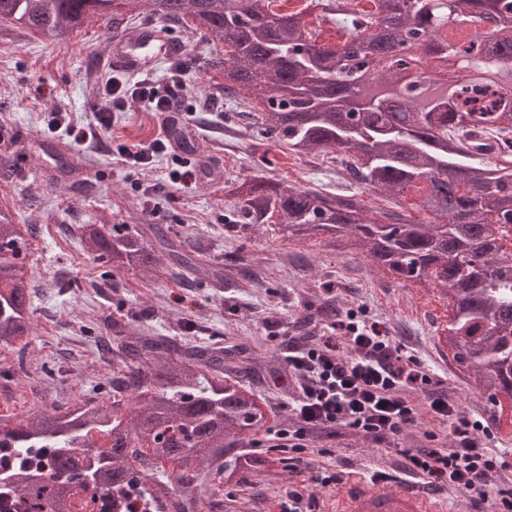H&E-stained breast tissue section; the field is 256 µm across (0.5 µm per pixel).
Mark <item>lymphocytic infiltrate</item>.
Instances as JSON below:
<instances>
[{
    "mask_svg": "<svg viewBox=\"0 0 512 512\" xmlns=\"http://www.w3.org/2000/svg\"><path fill=\"white\" fill-rule=\"evenodd\" d=\"M189 71L187 62L180 61L167 83L147 77L126 90L112 80L99 81L95 126L109 127L113 109L125 106L172 111L174 92L186 88ZM333 329V335L309 345L289 341L288 378L297 391L290 411L297 424L288 429L270 425L263 441L268 451L311 454L316 432L337 438L345 428L390 448L405 427L416 423L419 410L410 392L429 384L424 368L404 360L377 323L341 319ZM427 407L447 427L450 444L435 447L436 433L426 432L428 447L403 450L405 470L429 484L462 491L467 512H512V489L494 491L487 483L501 463L478 436L482 422L465 415L444 393L429 392Z\"/></svg>",
    "mask_w": 512,
    "mask_h": 512,
    "instance_id": "1",
    "label": "lymphocytic infiltrate"
}]
</instances>
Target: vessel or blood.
Segmentation results:
<instances>
[{
	"mask_svg": "<svg viewBox=\"0 0 512 512\" xmlns=\"http://www.w3.org/2000/svg\"><path fill=\"white\" fill-rule=\"evenodd\" d=\"M176 52V44L163 28L146 22L136 27L133 36L116 39L102 64L112 72L135 77L155 72ZM326 512H451V509L447 498L431 492L417 479L391 487L355 479L341 495L330 500Z\"/></svg>",
	"mask_w": 512,
	"mask_h": 512,
	"instance_id": "obj_1",
	"label": "vessel or blood"
}]
</instances>
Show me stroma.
<instances>
[{
	"label": "stroma",
	"mask_w": 512,
	"mask_h": 512,
	"mask_svg": "<svg viewBox=\"0 0 512 512\" xmlns=\"http://www.w3.org/2000/svg\"><path fill=\"white\" fill-rule=\"evenodd\" d=\"M166 31L182 46H195L179 126L182 148L156 154L133 172L117 164L113 149L122 143L153 138L160 114L134 106L112 114L111 126L98 138L77 144L51 125L63 111L71 124L92 123L98 105L96 82L104 76L99 59L106 52L112 26L88 23L64 45H47L0 24V157H15L11 169L0 167V207L10 210L30 247L21 254L32 276L34 329L0 361L24 352L30 374L21 380L0 378V416L15 422L54 403L72 410L85 401L110 403L106 383L112 363L97 341L114 318L150 326L182 345L224 341L243 355L270 357V365L252 381L268 411L282 426L291 387L282 382L283 351L290 337L322 331L333 317L365 308L403 355L429 372L434 390L448 393L460 409L481 419L490 430L485 443L512 464V427L498 424L490 405L472 382L442 352L437 331L445 320L442 300L425 284L399 285L366 257L344 254L324 242H287L270 225L235 224L238 202L228 188L255 176L333 195H353L369 208L385 200L388 208L417 222L426 216L402 196L380 197L352 178L339 159L297 156L271 142L248 136L247 120L234 102L197 94L207 82L206 56L199 38L183 25ZM194 172L173 181L175 172ZM163 185L146 198L144 190ZM169 224L181 240L204 259L223 262L229 272L224 290L201 288L173 275L174 262L163 257L157 276L105 273L83 251L77 228L82 224ZM317 454L298 467L280 465L276 475L250 476L243 484L213 482L202 512H280L288 489L301 491L322 512L326 497L346 482L371 479L374 471L402 475L398 450L346 433L337 441L315 436ZM336 472V482L316 481L317 469Z\"/></svg>",
	"instance_id": "obj_1"
}]
</instances>
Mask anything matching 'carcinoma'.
Returning a JSON list of instances; mask_svg holds the SVG:
<instances>
[{"instance_id":"cac0c4a2","label":"carcinoma","mask_w":512,"mask_h":512,"mask_svg":"<svg viewBox=\"0 0 512 512\" xmlns=\"http://www.w3.org/2000/svg\"><path fill=\"white\" fill-rule=\"evenodd\" d=\"M277 0H0V22L51 44L69 41L93 17L181 22L207 44L224 97L252 113L256 141L297 155L342 152L360 182L390 195L411 192L434 221L383 210L370 216L356 198L299 190L246 177L230 194L243 227L274 221L280 237H328L365 255L402 284L427 283L447 299L438 342L498 421L512 422V0H325L322 11L348 32L327 48L301 13ZM483 27L462 39L459 19ZM440 58L464 77H434L425 58ZM469 89L493 91L487 147L461 138L471 112L453 104ZM494 153L503 166L479 159ZM173 228L84 224L80 242L112 272H153L156 245L212 288L224 268L181 250ZM28 249L0 209V347L32 330ZM112 359V403L89 402L65 414L40 413L14 425L0 418V512H197L201 477L227 481L269 473L274 463L239 448L261 433L267 412L249 386L258 362L239 364L216 344L178 347L149 327L112 322L100 341ZM86 448L79 458L74 449ZM162 472L158 479L149 475ZM85 473L94 491L75 477Z\"/></svg>"}]
</instances>
